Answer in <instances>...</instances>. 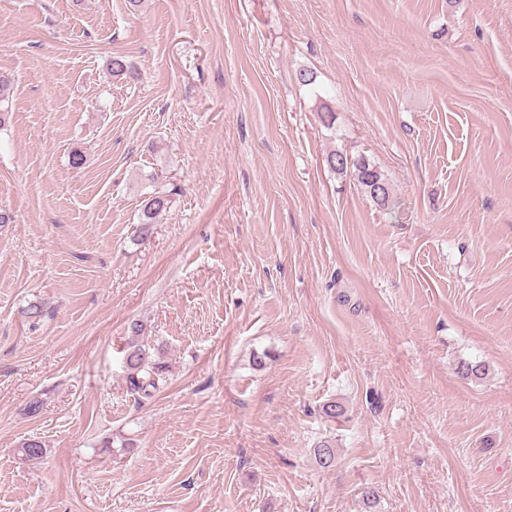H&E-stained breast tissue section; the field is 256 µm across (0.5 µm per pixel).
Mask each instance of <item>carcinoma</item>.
I'll return each mask as SVG.
<instances>
[{
    "instance_id": "obj_1",
    "label": "carcinoma",
    "mask_w": 512,
    "mask_h": 512,
    "mask_svg": "<svg viewBox=\"0 0 512 512\" xmlns=\"http://www.w3.org/2000/svg\"><path fill=\"white\" fill-rule=\"evenodd\" d=\"M10 81L0 76V126L8 120ZM328 167L338 175L350 176L369 195L372 201L384 210L395 211L400 204L393 200L391 185L386 175L374 163L365 157L348 161L346 153L334 151L327 156ZM170 203L169 195L157 191L144 200L141 213L142 230L146 231L155 223L156 218ZM145 326L134 322L130 327V336L126 343L125 354L126 382L131 393L150 397L159 389V383L165 381L168 365L159 360L144 341ZM47 453L44 444L38 440H29L18 449V455L24 462H38ZM317 462L324 468L332 466L336 460V449L323 443L314 450Z\"/></svg>"
}]
</instances>
